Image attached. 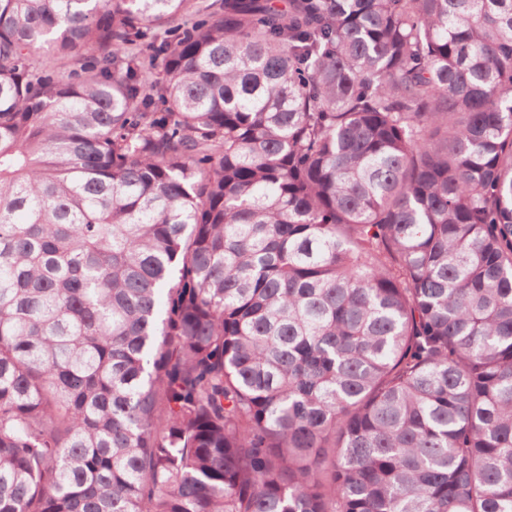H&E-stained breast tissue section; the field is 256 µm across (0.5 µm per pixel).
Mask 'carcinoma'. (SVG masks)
<instances>
[{"label":"carcinoma","instance_id":"carcinoma-1","mask_svg":"<svg viewBox=\"0 0 512 512\" xmlns=\"http://www.w3.org/2000/svg\"><path fill=\"white\" fill-rule=\"evenodd\" d=\"M0 512H512V0H0Z\"/></svg>","mask_w":512,"mask_h":512}]
</instances>
